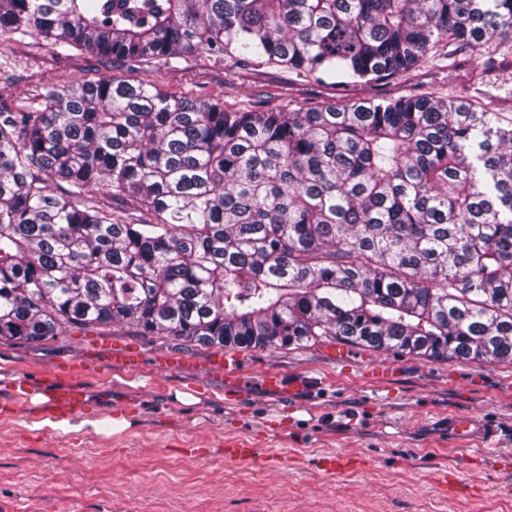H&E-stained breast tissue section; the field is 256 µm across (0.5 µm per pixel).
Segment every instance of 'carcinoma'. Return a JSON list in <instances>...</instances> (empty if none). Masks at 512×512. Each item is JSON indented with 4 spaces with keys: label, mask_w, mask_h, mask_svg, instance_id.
Listing matches in <instances>:
<instances>
[{
    "label": "carcinoma",
    "mask_w": 512,
    "mask_h": 512,
    "mask_svg": "<svg viewBox=\"0 0 512 512\" xmlns=\"http://www.w3.org/2000/svg\"><path fill=\"white\" fill-rule=\"evenodd\" d=\"M29 33L378 85L512 38V0H0V35ZM114 325L512 364V120L462 91L257 111L116 75L45 87L0 111V340Z\"/></svg>",
    "instance_id": "obj_1"
}]
</instances>
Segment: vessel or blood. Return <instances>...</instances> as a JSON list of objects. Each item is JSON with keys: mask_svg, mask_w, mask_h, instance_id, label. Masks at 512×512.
Segmentation results:
<instances>
[{"mask_svg": "<svg viewBox=\"0 0 512 512\" xmlns=\"http://www.w3.org/2000/svg\"><path fill=\"white\" fill-rule=\"evenodd\" d=\"M97 346L113 366L123 369L135 367L138 359L136 351L120 339L107 337L98 340ZM210 368L221 374L224 380V398L228 401L239 400L237 386V368L234 356L228 354L213 355ZM94 364L77 362L68 365L66 377L53 381L48 388H40L33 380L21 377L12 381L7 396L0 398V412L15 413L19 402H32L36 393H43L39 403H32V411L38 419L52 423L72 421L89 413L91 402L79 385L82 375L94 371ZM492 438V427L488 420L473 414H455L448 418L449 442L468 443L475 448L487 447ZM311 465L314 471L323 476H335L355 469L352 458L333 449H324L316 453Z\"/></svg>", "mask_w": 512, "mask_h": 512, "instance_id": "1", "label": "vessel or blood"}]
</instances>
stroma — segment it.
<instances>
[{"instance_id": "stroma-1", "label": "stroma", "mask_w": 512, "mask_h": 512, "mask_svg": "<svg viewBox=\"0 0 512 512\" xmlns=\"http://www.w3.org/2000/svg\"><path fill=\"white\" fill-rule=\"evenodd\" d=\"M498 64L464 49L431 52L410 79L386 85L332 87L270 64L245 65L189 54L175 65L150 60L118 69L131 84L149 82L174 94L220 99L248 110L305 109L321 102L378 95L465 89L512 118V40L498 41ZM88 53L62 57L38 34L0 36V108L38 106L45 86H66L109 75ZM109 336L141 353L137 372L114 369L78 328L40 343L0 341V388L18 377L49 383L66 364L90 358L95 373L82 386L93 404L73 426L45 430L22 411L0 414V512H141L164 501L169 512H512V364L464 359L395 357L335 342L285 350L238 351L242 398L224 400L219 378L204 368L208 347L166 336H143L114 326ZM185 356L191 370L159 369L161 356ZM276 372L304 385L285 398L263 376ZM125 405L127 427L112 430L114 409ZM492 417L500 440L482 451H451L449 413ZM252 440L258 454H287L279 467L224 458L211 447L229 437ZM334 448L365 459L355 473L325 477L310 460ZM463 460L460 495L445 503L435 475L449 456ZM484 482L469 497V480Z\"/></svg>"}]
</instances>
